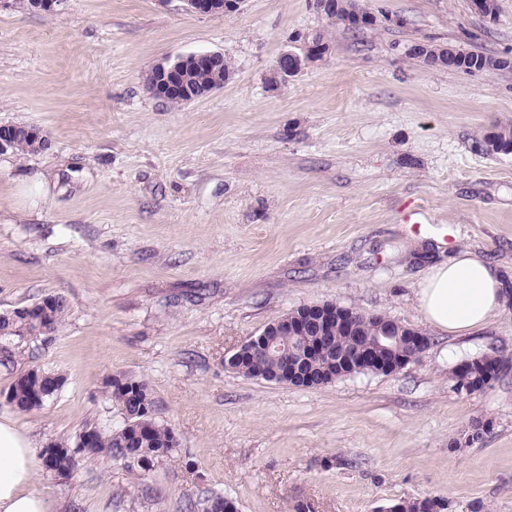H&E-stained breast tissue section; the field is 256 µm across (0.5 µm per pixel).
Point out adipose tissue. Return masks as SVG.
Segmentation results:
<instances>
[{"mask_svg":"<svg viewBox=\"0 0 512 512\" xmlns=\"http://www.w3.org/2000/svg\"><path fill=\"white\" fill-rule=\"evenodd\" d=\"M506 299L497 267L467 252L432 267L418 286L423 319L452 335L487 325ZM37 466L34 439L13 420L0 417V512H50L34 488Z\"/></svg>","mask_w":512,"mask_h":512,"instance_id":"obj_1","label":"adipose tissue"}]
</instances>
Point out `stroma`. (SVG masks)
<instances>
[{
    "label": "stroma",
    "instance_id": "stroma-1",
    "mask_svg": "<svg viewBox=\"0 0 512 512\" xmlns=\"http://www.w3.org/2000/svg\"><path fill=\"white\" fill-rule=\"evenodd\" d=\"M375 25L329 22L311 0H242L200 15L182 0H0V125L35 126L48 150L0 153V313L63 296L54 333L0 365V417L46 448L123 417L113 377L144 382L172 456L80 459L39 471L50 512H183L210 493L238 512H512V153L479 142L512 125V67H429L427 43L512 60V0H362ZM322 34L324 57L286 83L278 55ZM222 53L224 88L179 106L150 68ZM43 174V186H25ZM468 251L509 299L485 328L427 325L417 288ZM381 313L433 340L389 375L305 388L224 366L303 305ZM497 347L484 390L456 365ZM31 370L64 379L39 409L5 395ZM489 422L483 439L467 437Z\"/></svg>",
    "mask_w": 512,
    "mask_h": 512
}]
</instances>
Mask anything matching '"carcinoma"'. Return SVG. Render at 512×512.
I'll return each mask as SVG.
<instances>
[{"mask_svg":"<svg viewBox=\"0 0 512 512\" xmlns=\"http://www.w3.org/2000/svg\"><path fill=\"white\" fill-rule=\"evenodd\" d=\"M43 301L48 306L47 312L42 315L35 311L26 313L15 310L4 314L0 319V364L6 366L13 362V339L21 340L39 326L47 327L53 332L57 330L67 311V303L58 294L46 295ZM330 337L334 350L340 354H349L358 345L357 339L341 323H331ZM386 356L395 359L403 357L408 361L416 358L405 335L393 340ZM501 363L502 360L494 349L477 355L475 360L461 363L454 370L456 389L469 394L483 390L485 376L498 370ZM229 369L248 378L282 382L281 360L275 356L247 355L232 363ZM308 374L323 380L326 385L341 378V374L336 372V359L321 357L309 364H298L296 374L289 378V382L293 386H303ZM61 383V377L49 372L40 373L37 379L31 378L29 373L21 375L10 389L9 404L20 411L30 412L51 398ZM112 396L118 402L124 417L120 433L105 435L95 427L89 428L97 437L96 447H77L73 449V453L61 456L56 462L54 474L61 477L69 475L76 466L79 454L94 457L104 453L111 458H136L145 468L153 460L172 454V431L152 418L153 403L145 383L127 377L114 378ZM190 512H227L226 497L213 494L199 499L191 505Z\"/></svg>","mask_w":512,"mask_h":512,"instance_id":"cac0c4a2","label":"carcinoma"}]
</instances>
